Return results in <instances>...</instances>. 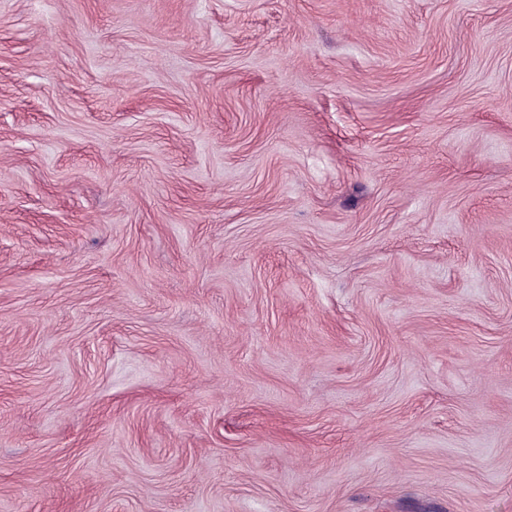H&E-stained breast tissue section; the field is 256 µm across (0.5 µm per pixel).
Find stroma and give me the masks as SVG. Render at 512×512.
<instances>
[{
  "mask_svg": "<svg viewBox=\"0 0 512 512\" xmlns=\"http://www.w3.org/2000/svg\"><path fill=\"white\" fill-rule=\"evenodd\" d=\"M0 512H512V0H0Z\"/></svg>",
  "mask_w": 512,
  "mask_h": 512,
  "instance_id": "1",
  "label": "stroma"
}]
</instances>
